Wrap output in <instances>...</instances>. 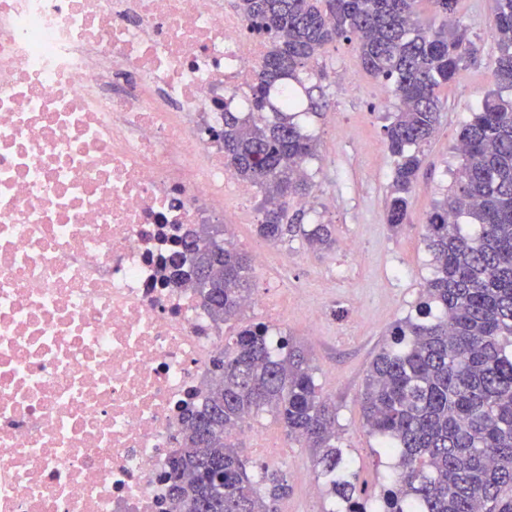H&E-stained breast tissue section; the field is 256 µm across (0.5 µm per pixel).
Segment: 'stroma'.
I'll return each instance as SVG.
<instances>
[{"label": "stroma", "instance_id": "1", "mask_svg": "<svg viewBox=\"0 0 512 512\" xmlns=\"http://www.w3.org/2000/svg\"><path fill=\"white\" fill-rule=\"evenodd\" d=\"M457 17L479 46V60L439 91L443 117L424 150L408 223L394 232L385 222L393 159L385 146L384 125L394 109L392 85L366 74L355 46L338 42L327 47L317 68L318 88L312 96L321 101V113L302 117L318 138V156L311 162L314 209L306 218L331 225L336 243L331 250L315 251L295 237L274 246L288 280L281 330L310 356L320 392L336 407L339 443L373 488L391 472L394 458L363 425L360 396L366 371L388 342L390 327L413 311L432 276L423 225L450 184L463 123L496 87L492 69L498 45L490 32L494 0H460ZM349 75L358 80L353 93L344 83ZM261 203V193H253L242 216L226 227V238L242 252H251L260 242L256 226ZM351 238L358 240V252L345 250ZM311 308L321 313L315 326L307 318ZM249 426L256 436L243 440L242 448L252 477H259L267 465L289 474L291 492L281 504L283 512H340L342 505L330 492L306 499L295 478L297 472L313 469L310 449L289 440L269 414ZM265 440L278 444L283 457L261 458L257 445Z\"/></svg>", "mask_w": 512, "mask_h": 512}]
</instances>
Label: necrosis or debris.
<instances>
[{
  "instance_id": "1",
  "label": "necrosis or debris",
  "mask_w": 512,
  "mask_h": 512,
  "mask_svg": "<svg viewBox=\"0 0 512 512\" xmlns=\"http://www.w3.org/2000/svg\"><path fill=\"white\" fill-rule=\"evenodd\" d=\"M265 53L224 0H0V512H166L222 333L172 258Z\"/></svg>"
}]
</instances>
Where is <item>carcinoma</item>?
I'll use <instances>...</instances> for the list:
<instances>
[{
	"label": "carcinoma",
	"instance_id": "cac0c4a2",
	"mask_svg": "<svg viewBox=\"0 0 512 512\" xmlns=\"http://www.w3.org/2000/svg\"><path fill=\"white\" fill-rule=\"evenodd\" d=\"M420 0H236L249 30L268 40L251 86L252 111H224V165L263 195L261 237L335 244L330 225L302 224L287 199L315 184L298 171L317 143L279 109L275 92L304 86L326 46L355 44L363 69L392 83L384 135L394 158L385 220L406 223L424 147L441 119L438 90L477 62L479 48L456 17L458 0H430L439 26L422 24ZM497 89L463 124L448 194L434 202L424 242L434 265L415 315L398 320L371 362L361 397L365 426L398 457V472L369 494L336 445V407L320 393L305 350L287 336L275 354L263 323L224 340L212 360L218 385L191 414L167 474V512H276L286 474L264 468L254 482L226 432L261 412L313 452L315 468L345 512H512V0H495ZM200 297L216 326L240 313L250 260L224 241V225L201 224L184 242Z\"/></svg>",
	"mask_w": 512,
	"mask_h": 512
}]
</instances>
